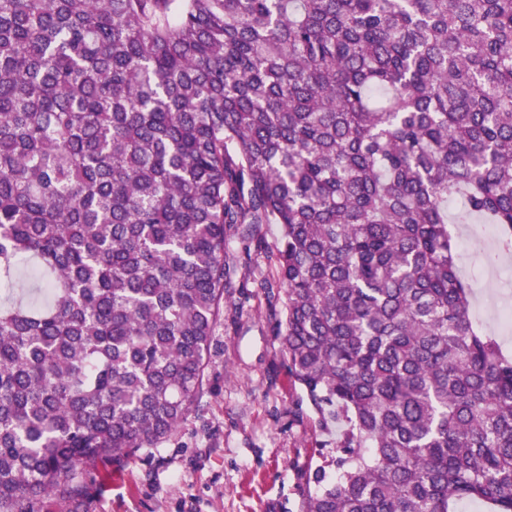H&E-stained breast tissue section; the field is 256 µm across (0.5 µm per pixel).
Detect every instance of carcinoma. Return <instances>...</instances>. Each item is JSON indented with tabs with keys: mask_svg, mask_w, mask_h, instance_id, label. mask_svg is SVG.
<instances>
[{
	"mask_svg": "<svg viewBox=\"0 0 512 512\" xmlns=\"http://www.w3.org/2000/svg\"><path fill=\"white\" fill-rule=\"evenodd\" d=\"M512 253V0H0V512L183 423L274 224L288 372L348 423L301 512H512V362L448 200ZM449 226L461 243L457 265L461 276L469 285L472 317L484 333L497 339L503 354L512 360V331L511 334L502 333L498 328V318L502 308L509 304L512 308V257L506 256L499 262L506 279L510 270V288L505 281L501 287L491 291L490 288H485L484 285L474 281L469 274L470 271L478 273L483 268L482 251L472 246H464L463 241L473 231L482 249L489 250L490 244L495 246L497 244L498 228L493 224H449Z\"/></svg>",
	"mask_w": 512,
	"mask_h": 512,
	"instance_id": "carcinoma-1",
	"label": "carcinoma"
}]
</instances>
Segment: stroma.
Here are the masks:
<instances>
[{
  "instance_id": "1",
  "label": "stroma",
  "mask_w": 512,
  "mask_h": 512,
  "mask_svg": "<svg viewBox=\"0 0 512 512\" xmlns=\"http://www.w3.org/2000/svg\"><path fill=\"white\" fill-rule=\"evenodd\" d=\"M461 276L480 271L482 252L496 243L492 224H455ZM263 247L232 240L236 287L224 305L206 369V386L188 419L150 448L121 462L87 470L90 487L78 512H300L315 490V473L336 475L345 427L320 423L299 384L288 375L271 305L252 286L276 280L271 255L278 229L262 228ZM472 317L512 359V333L499 314L512 287L469 284Z\"/></svg>"
}]
</instances>
